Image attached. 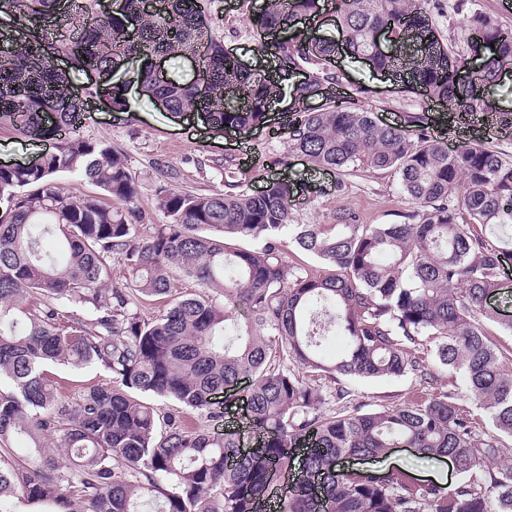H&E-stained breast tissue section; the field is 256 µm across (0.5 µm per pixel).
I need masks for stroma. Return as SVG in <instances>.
<instances>
[{"label":"stroma","mask_w":512,"mask_h":512,"mask_svg":"<svg viewBox=\"0 0 512 512\" xmlns=\"http://www.w3.org/2000/svg\"><path fill=\"white\" fill-rule=\"evenodd\" d=\"M209 34L225 50L249 68L272 66L271 55L259 51L260 35L248 23L250 15L263 9L267 0H199ZM440 39L455 57L470 55L466 25L472 15L494 18L512 31V0H422ZM336 69L341 81L338 100L352 101L377 113L385 123L403 122L407 115L425 113L431 119L428 133L455 148L481 139L495 150L512 156V131L495 134L481 121L458 118L438 102L407 91L398 79L383 76L360 59L340 56ZM293 103L291 95L276 101L265 127L245 134H217L200 121L187 120L157 108L147 97L132 95L128 113L97 107L84 113L83 137L106 142L125 154L128 166L139 180L137 204L147 224H162L166 218L156 207L158 187L166 186L193 194L226 191L225 174L210 165L211 159L227 158L251 169L244 185L247 192L264 189L268 179L288 177L302 192L293 206L294 224H332L336 213L347 210L362 224H400L413 206L389 172L362 169L346 175L344 193H336L339 179L333 172H311L306 161L288 147L277 133ZM52 141L38 142L15 131L0 129V164H24L51 149ZM354 387L363 402L374 405L395 402L410 395L416 386L412 377L358 380Z\"/></svg>","instance_id":"1"}]
</instances>
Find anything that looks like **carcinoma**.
<instances>
[{
    "mask_svg": "<svg viewBox=\"0 0 512 512\" xmlns=\"http://www.w3.org/2000/svg\"><path fill=\"white\" fill-rule=\"evenodd\" d=\"M154 2L113 0L100 14L95 0H0L14 22L0 41V127L43 141L69 132L36 162L0 167V449L18 436L27 448L20 461L0 455V512L16 501L29 512H262L300 452V491L279 499L276 512H512V349L483 326L512 335V319L487 305L512 253V237L500 235L512 224V157L477 140L450 151L425 133L424 113L408 116L409 134L354 103L301 108L282 127L289 148L340 175L338 194L347 173L395 172L414 205L404 223L359 224L341 210L334 224H291L297 190L277 181L261 193L164 186L156 207L168 223L143 224L124 154L79 134L85 108L71 72L107 75L102 91L120 113L130 86L142 85L147 98L224 130L265 124L283 83L244 68L209 37L197 0ZM318 2L269 0L250 23L288 31L316 17ZM334 17L340 45L301 34L263 45L282 72L308 71L298 104L339 83L343 52L461 117L493 111L486 90L512 65V32L492 18L468 21V40L491 47L465 97L464 62L420 0H335ZM48 19L56 34L47 48ZM382 32L395 51L378 48ZM58 54L69 69L55 66ZM195 55L199 86L154 73L155 56ZM115 58L139 61L120 85L108 77ZM230 86L240 103L226 99ZM59 174L96 193L60 195ZM285 232L328 271L285 262ZM110 260L125 270L124 284L108 285ZM174 271L201 293L145 317L146 302L171 296ZM336 335L346 348L328 360L321 348ZM52 365H95L108 383L64 395ZM459 374L487 422L459 406ZM408 375L420 394L370 410L355 402L352 380ZM242 380L255 446L240 457L238 432L185 418L220 420V393ZM152 397L177 408L162 412ZM57 448L67 449L62 462ZM392 448L449 458L461 479L418 485L404 469L370 475L344 465Z\"/></svg>",
    "mask_w": 512,
    "mask_h": 512,
    "instance_id": "obj_1",
    "label": "carcinoma"
}]
</instances>
